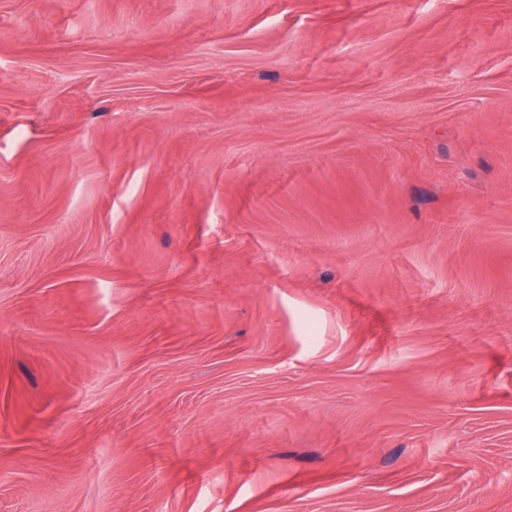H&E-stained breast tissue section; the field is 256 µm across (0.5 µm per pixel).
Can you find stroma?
Listing matches in <instances>:
<instances>
[{
  "label": "stroma",
  "instance_id": "obj_1",
  "mask_svg": "<svg viewBox=\"0 0 512 512\" xmlns=\"http://www.w3.org/2000/svg\"><path fill=\"white\" fill-rule=\"evenodd\" d=\"M0 512H512V0H0Z\"/></svg>",
  "mask_w": 512,
  "mask_h": 512
}]
</instances>
